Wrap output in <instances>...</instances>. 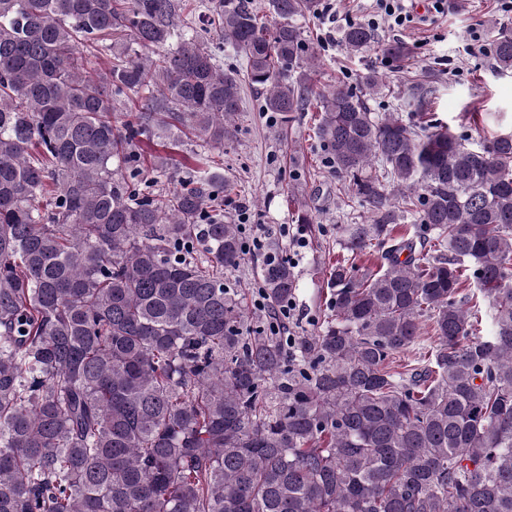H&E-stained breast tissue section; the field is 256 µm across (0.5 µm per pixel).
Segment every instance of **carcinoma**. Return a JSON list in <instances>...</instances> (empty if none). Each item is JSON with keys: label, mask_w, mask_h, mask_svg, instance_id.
<instances>
[{"label": "carcinoma", "mask_w": 512, "mask_h": 512, "mask_svg": "<svg viewBox=\"0 0 512 512\" xmlns=\"http://www.w3.org/2000/svg\"><path fill=\"white\" fill-rule=\"evenodd\" d=\"M319 6L0 0V512H512V133L472 147L423 122L433 74L361 22L346 49L403 70L416 117L369 109L374 70L315 92L298 21ZM488 28L512 71V29ZM245 79L284 123L317 102L369 214L339 248L382 250L375 271L336 261L293 356L224 281L246 263L221 163ZM184 137L180 171L151 143ZM269 250L274 310L297 279Z\"/></svg>", "instance_id": "1"}]
</instances>
